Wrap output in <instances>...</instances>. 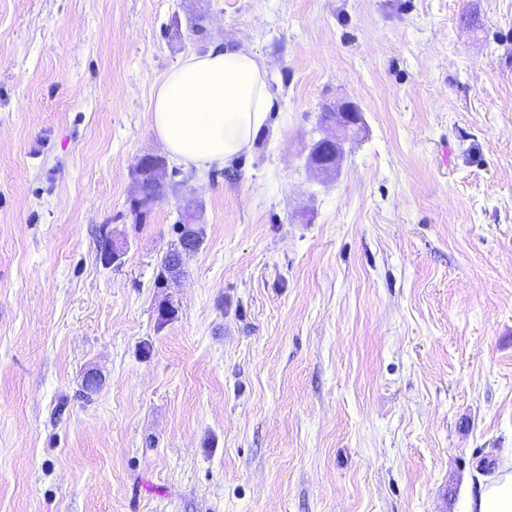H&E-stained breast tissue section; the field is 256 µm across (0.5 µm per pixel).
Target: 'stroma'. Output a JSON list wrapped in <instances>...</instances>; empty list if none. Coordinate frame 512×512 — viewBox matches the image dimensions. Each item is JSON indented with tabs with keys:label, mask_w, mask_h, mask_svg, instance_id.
<instances>
[{
	"label": "stroma",
	"mask_w": 512,
	"mask_h": 512,
	"mask_svg": "<svg viewBox=\"0 0 512 512\" xmlns=\"http://www.w3.org/2000/svg\"><path fill=\"white\" fill-rule=\"evenodd\" d=\"M220 43L280 108L135 223ZM511 457L512 0H0V512H465ZM151 156L152 158L142 166L140 171V179L146 187V196L140 200H131L130 203V209L136 222L147 215L152 205L164 195L167 187L164 186V182L158 181L154 176V169L162 165L163 162L165 163V158L160 155ZM178 226V245L175 249L168 252L162 260V267L164 272L173 273L177 272L180 267L177 266L175 256L179 253L177 262L182 263L183 257L191 253H195L197 250L194 247L185 245L189 242H197L200 245V237H202L201 229L195 227L193 224H177ZM185 245V246H184ZM183 248L181 249V247ZM181 249V250H180Z\"/></svg>",
	"instance_id": "1"
}]
</instances>
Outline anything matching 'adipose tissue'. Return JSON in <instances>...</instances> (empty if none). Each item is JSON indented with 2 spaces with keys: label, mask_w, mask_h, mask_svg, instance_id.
<instances>
[{
  "label": "adipose tissue",
  "mask_w": 512,
  "mask_h": 512,
  "mask_svg": "<svg viewBox=\"0 0 512 512\" xmlns=\"http://www.w3.org/2000/svg\"><path fill=\"white\" fill-rule=\"evenodd\" d=\"M277 108L264 61L234 46L187 55L151 94L155 134L172 158L199 170L249 156ZM467 512H512V473L479 484Z\"/></svg>",
  "instance_id": "ef3b65f1"
}]
</instances>
